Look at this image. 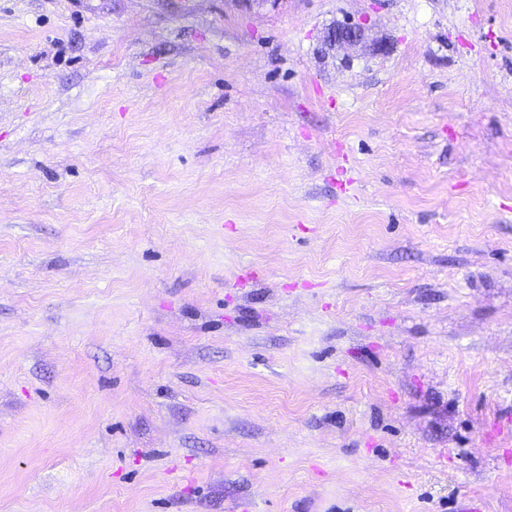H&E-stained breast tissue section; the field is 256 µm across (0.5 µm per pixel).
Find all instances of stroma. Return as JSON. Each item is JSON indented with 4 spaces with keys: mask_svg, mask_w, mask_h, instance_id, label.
I'll use <instances>...</instances> for the list:
<instances>
[{
    "mask_svg": "<svg viewBox=\"0 0 512 512\" xmlns=\"http://www.w3.org/2000/svg\"><path fill=\"white\" fill-rule=\"evenodd\" d=\"M473 507L512 0H0V512ZM327 38L336 45H357L364 38V29L357 24L347 23L329 32Z\"/></svg>",
    "mask_w": 512,
    "mask_h": 512,
    "instance_id": "1",
    "label": "stroma"
}]
</instances>
